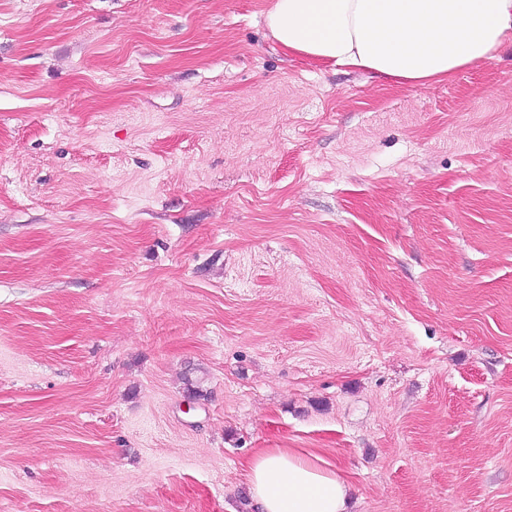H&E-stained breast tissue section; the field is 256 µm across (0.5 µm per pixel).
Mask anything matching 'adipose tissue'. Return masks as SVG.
Here are the masks:
<instances>
[{
	"mask_svg": "<svg viewBox=\"0 0 512 512\" xmlns=\"http://www.w3.org/2000/svg\"><path fill=\"white\" fill-rule=\"evenodd\" d=\"M265 21L290 54L414 87L512 46V0H273ZM247 470L256 512H348V485L319 457L263 448Z\"/></svg>",
	"mask_w": 512,
	"mask_h": 512,
	"instance_id": "1",
	"label": "adipose tissue"
}]
</instances>
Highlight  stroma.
I'll list each match as a JSON object with an SVG mask.
<instances>
[{"label": "stroma", "instance_id": "1", "mask_svg": "<svg viewBox=\"0 0 512 512\" xmlns=\"http://www.w3.org/2000/svg\"><path fill=\"white\" fill-rule=\"evenodd\" d=\"M270 0H0V512H512V47L412 87ZM316 456L288 448H262L248 461L257 512H349V487Z\"/></svg>", "mask_w": 512, "mask_h": 512}]
</instances>
